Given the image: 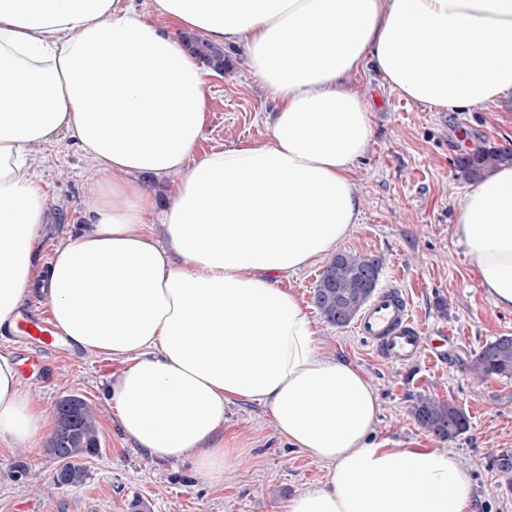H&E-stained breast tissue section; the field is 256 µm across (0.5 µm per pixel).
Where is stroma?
Returning <instances> with one entry per match:
<instances>
[{
  "label": "stroma",
  "mask_w": 512,
  "mask_h": 512,
  "mask_svg": "<svg viewBox=\"0 0 512 512\" xmlns=\"http://www.w3.org/2000/svg\"><path fill=\"white\" fill-rule=\"evenodd\" d=\"M232 65L207 85L205 137L195 156L234 142L265 143L267 112L274 102L249 80L241 50L228 49ZM354 86L372 106L373 138L356 162L361 196L358 222L344 251L382 260L380 287L401 289L428 329L455 336L443 357L420 355L410 364L382 357L353 327L329 326L313 301V289L327 265L318 260L286 286L302 301L324 342L327 355L363 371L379 396L377 439L397 448H444L455 453L472 476L477 512H512V471L496 459L512 454V378L474 382L468 366L488 341L512 336V312L494 306L479 286L476 269L453 233L457 204L468 180L458 158L480 147L512 149V97L486 110L438 112L406 100L381 74L362 69ZM32 164L45 188L52 220L44 229L39 265L77 228L91 162L70 135L50 147H33ZM0 350L18 363L24 388L47 410L68 395L83 397L98 426V454L85 458L82 485L59 487V466L48 440L0 456V512H131L144 501L150 512H283L286 500L324 479L317 461L288 446L276 434L262 404L238 400L224 414V437L244 444L242 463L212 483L198 476L193 462L159 463L124 442L104 401L119 369L105 357H87L64 343H25L0 334ZM427 395L463 408L468 430L441 441L420 429L409 409Z\"/></svg>",
  "instance_id": "35a3bbf8"
}]
</instances>
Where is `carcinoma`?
I'll return each instance as SVG.
<instances>
[{"label":"carcinoma","mask_w":512,"mask_h":512,"mask_svg":"<svg viewBox=\"0 0 512 512\" xmlns=\"http://www.w3.org/2000/svg\"><path fill=\"white\" fill-rule=\"evenodd\" d=\"M502 162L512 163V150L480 148L460 157L457 168L468 179ZM372 267L380 272L381 261L376 256L349 252L333 256L314 288V301L325 322L336 328L351 324L372 295L366 294L363 271ZM470 375L477 380L493 376L512 377V336H500L486 343L469 366ZM76 421L73 429L54 432L51 452L61 461L62 484L78 486L85 482L88 472L79 460L99 451V429L92 407L81 397L76 398ZM410 415L424 431L442 441L458 438L469 427L467 414L452 402L427 396L416 398Z\"/></svg>","instance_id":"1"}]
</instances>
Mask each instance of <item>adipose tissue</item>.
Here are the masks:
<instances>
[{
	"label": "adipose tissue",
	"mask_w": 512,
	"mask_h": 512,
	"mask_svg": "<svg viewBox=\"0 0 512 512\" xmlns=\"http://www.w3.org/2000/svg\"><path fill=\"white\" fill-rule=\"evenodd\" d=\"M0 0V328L41 281L55 329L120 369L106 387L124 439L212 482L241 461L224 413L264 405L275 432L327 474L284 512H477L469 471L440 448L374 441L380 402L356 367L323 354L284 280L358 222L354 169L373 137L351 85L373 65L439 112L512 94V0ZM241 49L275 109L263 144L202 157L207 71L176 29ZM71 135L105 179L82 224L39 270L44 187L31 147ZM166 180L157 207L144 177ZM154 215L162 236L146 229ZM454 234L479 285L512 309V163L460 199ZM50 416L0 352V450Z\"/></svg>",
	"instance_id": "adipose-tissue-1"
}]
</instances>
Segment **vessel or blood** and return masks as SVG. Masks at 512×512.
I'll use <instances>...</instances> for the list:
<instances>
[{
    "instance_id": "b4317fda",
    "label": "vessel or blood",
    "mask_w": 512,
    "mask_h": 512,
    "mask_svg": "<svg viewBox=\"0 0 512 512\" xmlns=\"http://www.w3.org/2000/svg\"><path fill=\"white\" fill-rule=\"evenodd\" d=\"M356 329L366 343L400 364L413 361L428 350L424 331L408 301L391 287L377 293L358 319ZM14 333L45 345L55 341L50 325L34 315L19 319Z\"/></svg>"
}]
</instances>
